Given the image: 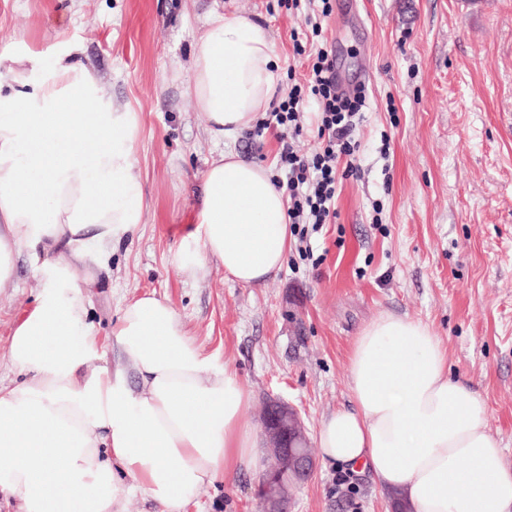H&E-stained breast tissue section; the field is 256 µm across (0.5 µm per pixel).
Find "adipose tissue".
<instances>
[{
	"label": "adipose tissue",
	"mask_w": 512,
	"mask_h": 512,
	"mask_svg": "<svg viewBox=\"0 0 512 512\" xmlns=\"http://www.w3.org/2000/svg\"><path fill=\"white\" fill-rule=\"evenodd\" d=\"M282 80L272 44L247 16L209 12L189 93L210 136L233 140L268 111ZM104 87L58 63L29 91L0 82V288L18 248L41 250L48 278L12 331L0 382V496L17 512H127L140 493L184 512L195 492L265 461L243 415L251 393L204 356L175 309L146 294L112 330L123 362L97 357L77 265L132 235L143 217L135 171L139 117L100 106ZM64 114L57 125L51 118ZM288 206L264 165L233 152L202 177V248L240 283L274 277L288 254ZM351 407L321 424L326 464L370 471L411 512H512V469L484 424L483 398L448 373L421 322L383 314L357 337L348 365Z\"/></svg>",
	"instance_id": "adipose-tissue-1"
}]
</instances>
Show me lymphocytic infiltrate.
<instances>
[{
  "label": "lymphocytic infiltrate",
  "mask_w": 512,
  "mask_h": 512,
  "mask_svg": "<svg viewBox=\"0 0 512 512\" xmlns=\"http://www.w3.org/2000/svg\"><path fill=\"white\" fill-rule=\"evenodd\" d=\"M313 98V115L319 146L304 153L296 144L301 136L306 98ZM365 104L363 90L345 93L339 90L332 53L317 50L310 64L305 86H294L278 109L257 124L255 136L273 129L282 144L280 163L288 170V179L280 183L288 198V222L292 227H313L332 223L336 217V194L342 177L355 176L360 145L354 137Z\"/></svg>",
  "instance_id": "lymphocytic-infiltrate-1"
}]
</instances>
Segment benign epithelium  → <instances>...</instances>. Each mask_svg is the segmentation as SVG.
<instances>
[{
    "mask_svg": "<svg viewBox=\"0 0 512 512\" xmlns=\"http://www.w3.org/2000/svg\"><path fill=\"white\" fill-rule=\"evenodd\" d=\"M261 430L271 461L261 482V495L268 512H278L287 487L280 471L293 475L294 485L307 482L315 469V461L305 446L304 427L298 412L281 399L267 401L261 417Z\"/></svg>",
    "mask_w": 512,
    "mask_h": 512,
    "instance_id": "benign-epithelium-1",
    "label": "benign epithelium"
}]
</instances>
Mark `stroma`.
Returning a JSON list of instances; mask_svg holds the SVG:
<instances>
[{
    "mask_svg": "<svg viewBox=\"0 0 512 512\" xmlns=\"http://www.w3.org/2000/svg\"><path fill=\"white\" fill-rule=\"evenodd\" d=\"M332 3L325 18L319 0L297 13L278 0H0V79L41 82L64 57L141 118L143 222L81 266L88 329L106 339L125 302L156 294L201 351L246 384L245 424L257 426L264 398L279 396L314 440L351 404L347 366L361 331L385 313L416 320L442 341L449 373L484 399L486 427L512 466V0ZM218 5L250 15L273 43L288 73L274 102L304 82L309 54L323 45L337 82L366 96L359 173L338 192L335 223L303 242L309 258L291 239L281 271L255 285L211 260L178 267L201 245L196 192L213 157L231 150L279 169L274 133L254 145L243 135L214 140L187 92L197 37ZM42 286L41 261L22 252L0 289V380L14 377L9 335ZM259 481L245 470L201 488L187 512H261ZM390 510V491L370 474L322 464L288 508Z\"/></svg>",
    "mask_w": 512,
    "mask_h": 512,
    "instance_id": "stroma-1",
    "label": "stroma"
}]
</instances>
